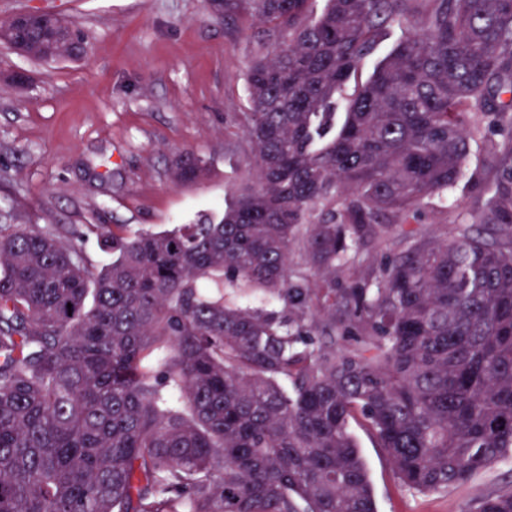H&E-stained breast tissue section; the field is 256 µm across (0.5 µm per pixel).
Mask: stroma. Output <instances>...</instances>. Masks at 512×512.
<instances>
[{
	"label": "stroma",
	"instance_id": "1",
	"mask_svg": "<svg viewBox=\"0 0 512 512\" xmlns=\"http://www.w3.org/2000/svg\"><path fill=\"white\" fill-rule=\"evenodd\" d=\"M42 10L87 38L85 57L36 62L0 46V209L32 228L82 232L85 262H110L93 224L129 231L189 224L224 207L248 176L239 122L246 72L264 28L214 16L206 0H0V18ZM15 71L29 80L19 88ZM208 163L196 184L173 182L175 154ZM473 190L433 199L421 227L443 235ZM354 434L378 512H476L480 495L512 488V459L467 483L421 494L404 486L363 429Z\"/></svg>",
	"mask_w": 512,
	"mask_h": 512
}]
</instances>
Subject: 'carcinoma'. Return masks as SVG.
<instances>
[{
    "mask_svg": "<svg viewBox=\"0 0 512 512\" xmlns=\"http://www.w3.org/2000/svg\"><path fill=\"white\" fill-rule=\"evenodd\" d=\"M316 3L224 0L269 50L219 218L97 225V269L80 235L0 216V512H377L354 423L419 493L512 455V0ZM15 20L0 44L27 59L85 51L58 16ZM474 145L451 238L410 228Z\"/></svg>",
    "mask_w": 512,
    "mask_h": 512,
    "instance_id": "carcinoma-1",
    "label": "carcinoma"
}]
</instances>
